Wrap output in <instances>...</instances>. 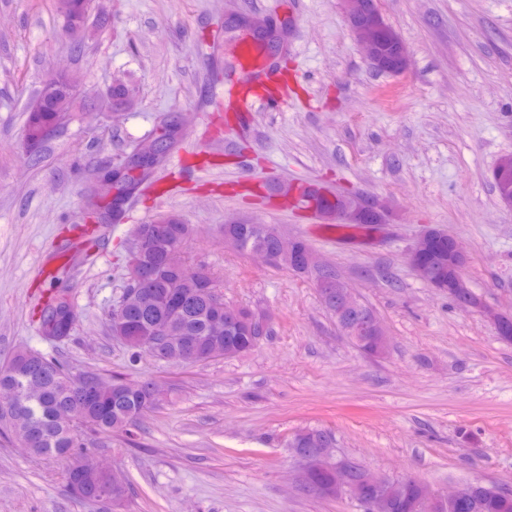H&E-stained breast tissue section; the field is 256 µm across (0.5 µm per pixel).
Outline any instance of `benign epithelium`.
Returning <instances> with one entry per match:
<instances>
[{
  "label": "benign epithelium",
  "instance_id": "obj_1",
  "mask_svg": "<svg viewBox=\"0 0 512 512\" xmlns=\"http://www.w3.org/2000/svg\"><path fill=\"white\" fill-rule=\"evenodd\" d=\"M348 31L355 42L363 49L366 59L375 71L399 76L409 65L407 48L396 32L388 25L381 13L378 0H341ZM46 85L59 97L77 86L76 79L64 74H55ZM327 205L317 210L320 217L336 220L343 224H383L386 206L377 198L349 195L345 198L347 207H337L340 193H322ZM448 242V263L455 276L446 280L438 273V252L434 248L437 242ZM294 240L283 238L275 251L261 249V255L267 264L278 266L283 258L290 257L293 264L312 273L321 302L332 312L339 331L361 353L370 357L384 355L387 336L379 317L374 313L361 312V298L348 287L341 277L322 278L320 273L326 265L318 262L310 250L299 254L293 250ZM146 250L139 243L134 248L130 264L129 277L136 280L144 278ZM408 260L417 276L434 288L448 291L453 299L470 305L471 297L466 295L468 285L463 277L467 255L461 250L456 239L447 231L435 227L426 229L411 249ZM246 325L253 332H263L268 326L265 316L250 312L242 316L239 309L229 308L226 328ZM306 432L299 433L291 440L292 453L302 466L301 483L310 492L323 498L349 497L366 507V512H386L388 496L395 480L372 472L355 458L340 457L330 447L312 448L305 438ZM98 482L99 497H113L116 482L120 479L117 472L106 468L100 462L94 463ZM327 472L333 476L328 485L318 482V476ZM479 490V484H464L448 495L433 493L426 489L420 496L422 512H451L456 503Z\"/></svg>",
  "mask_w": 512,
  "mask_h": 512
}]
</instances>
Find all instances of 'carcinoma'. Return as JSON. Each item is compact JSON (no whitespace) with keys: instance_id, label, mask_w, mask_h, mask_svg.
I'll use <instances>...</instances> for the list:
<instances>
[{"instance_id":"1","label":"carcinoma","mask_w":512,"mask_h":512,"mask_svg":"<svg viewBox=\"0 0 512 512\" xmlns=\"http://www.w3.org/2000/svg\"><path fill=\"white\" fill-rule=\"evenodd\" d=\"M67 117L68 113L59 111L55 98L47 96L41 111L29 113L27 132L38 134L45 128L58 126ZM170 145L171 131L165 127L156 138L137 145L126 168L147 171L165 160ZM155 231L178 244L189 235L188 226L169 215L139 225L136 236L151 240ZM224 236L235 239L240 251L252 252L276 249L282 232L274 224H229L224 226ZM212 283L216 280L210 275L190 267L171 268L158 260L149 267L144 281H129L125 296L112 316L133 327L149 323L164 326L165 333L160 338L162 350L168 355L186 351L188 363H204L224 355L235 357L252 350L257 342L244 326L228 334H215V327L224 324L225 304L213 293ZM166 293L181 300L179 315H173L159 301ZM76 317L72 304L56 294L42 315L43 330L48 336H63ZM29 358L38 366L40 377L35 380L0 368V390L10 391L13 402L10 407H0V431L27 442L33 456L76 458L66 471L68 485L79 484L84 494L92 497L98 489L93 471L94 451L86 447L84 433L130 431L138 418V408L151 401L154 385L148 381L129 383L112 379L93 392L85 379L71 376L62 360L32 349ZM67 413L81 418L79 430L71 429L64 421ZM419 497V481L405 480L392 501L395 506L392 512H419ZM454 512H512V491L483 490L462 501Z\"/></svg>"}]
</instances>
